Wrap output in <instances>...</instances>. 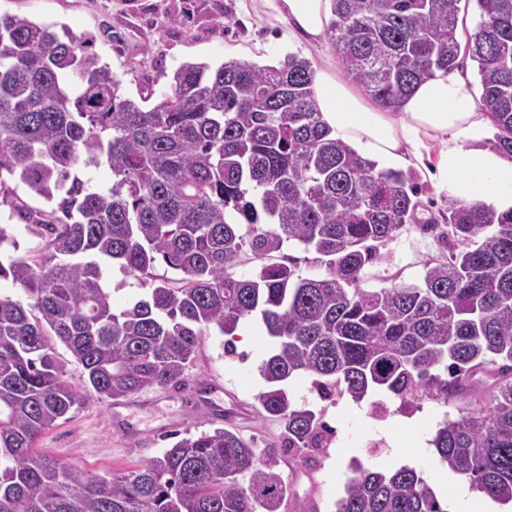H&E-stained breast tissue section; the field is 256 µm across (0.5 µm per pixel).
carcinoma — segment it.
I'll return each mask as SVG.
<instances>
[{"label": "carcinoma", "instance_id": "1", "mask_svg": "<svg viewBox=\"0 0 512 512\" xmlns=\"http://www.w3.org/2000/svg\"><path fill=\"white\" fill-rule=\"evenodd\" d=\"M466 53L477 65L494 146L512 159V0H476ZM460 0H331L326 34L344 71L384 112L418 84L458 67ZM311 62H187L144 107L88 41L0 13V187L18 178L46 208H17L41 242L12 256L0 226V512H280L283 476L237 432H176L162 456L104 477L58 462L40 436L88 399L118 401L177 386L199 336H234L260 319L276 349L260 366L263 413L288 447L321 448L326 426L284 383L315 377L322 397L360 401L374 388L410 407L479 398L447 420L440 463L512 502V211L448 201L461 249L430 262L423 283L360 286L379 246L417 220L416 186L358 156L322 120ZM106 163L103 189L80 177ZM313 249L300 275L286 243ZM250 250L256 273L235 272ZM147 287L112 307L105 268ZM165 266L178 278L159 275ZM84 369L63 378L50 337ZM338 512H446L415 470L359 466ZM285 253L294 257L299 272L304 277H320L325 273V266L313 250L305 251L303 247L290 243L286 245Z\"/></svg>", "mask_w": 512, "mask_h": 512}]
</instances>
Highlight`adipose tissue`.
<instances>
[{"label": "adipose tissue", "instance_id": "obj_1", "mask_svg": "<svg viewBox=\"0 0 512 512\" xmlns=\"http://www.w3.org/2000/svg\"><path fill=\"white\" fill-rule=\"evenodd\" d=\"M293 28L324 34L329 0H282ZM322 118L337 138L364 159L383 166L407 162L423 141L437 142L435 177L449 199L512 210V161L489 142L490 119L475 101L470 76L436 72L402 104L400 118L367 106L340 75L314 79Z\"/></svg>", "mask_w": 512, "mask_h": 512}]
</instances>
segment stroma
<instances>
[{"label":"stroma","instance_id":"1","mask_svg":"<svg viewBox=\"0 0 512 512\" xmlns=\"http://www.w3.org/2000/svg\"><path fill=\"white\" fill-rule=\"evenodd\" d=\"M0 12L90 38L122 93L133 99L144 94L154 103L186 62L217 65L234 59L274 65L295 54L318 71L340 66L328 39L317 42L294 31L281 0H0ZM432 166L428 159L402 170L417 186L419 218L439 220L447 214L448 195L436 187ZM18 203L42 205L14 179L0 203V225L25 249L35 238L12 212ZM451 252L437 232L407 225L379 247L361 285L379 289L421 283L427 263L448 261ZM238 334L230 352L224 336L213 329L204 332L184 372L183 387H151L115 402L89 401L47 430L38 447L60 462L105 476L135 470L161 456L171 447L173 432L227 428L274 462L292 500L310 503L318 512H338L355 466L395 471L403 452L411 454V469L428 484L441 479L449 492H456L462 478L439 464L431 442L443 418L459 416L462 403L444 405L425 397L405 408L384 390L359 402L346 394L323 400L311 377L298 375L285 385L293 403L319 413L335 434L320 449H291L284 444L283 423L262 414L256 400L266 387L259 366L270 345L256 324L241 326Z\"/></svg>","mask_w":512,"mask_h":512}]
</instances>
